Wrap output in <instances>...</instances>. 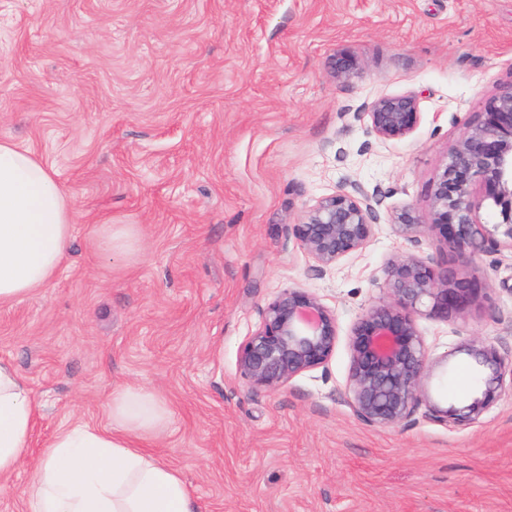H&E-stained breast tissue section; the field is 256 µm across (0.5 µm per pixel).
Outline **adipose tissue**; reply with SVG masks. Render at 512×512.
Here are the masks:
<instances>
[{"instance_id": "1", "label": "adipose tissue", "mask_w": 512, "mask_h": 512, "mask_svg": "<svg viewBox=\"0 0 512 512\" xmlns=\"http://www.w3.org/2000/svg\"><path fill=\"white\" fill-rule=\"evenodd\" d=\"M78 220L74 193L29 149L0 140V303L22 300L58 272ZM112 424L78 423L48 445L25 491L28 512H200L179 470L141 443L165 409L143 388L114 390ZM33 392L0 361V479L26 461Z\"/></svg>"}]
</instances>
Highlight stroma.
I'll return each instance as SVG.
<instances>
[{"label":"stroma","mask_w":512,"mask_h":512,"mask_svg":"<svg viewBox=\"0 0 512 512\" xmlns=\"http://www.w3.org/2000/svg\"><path fill=\"white\" fill-rule=\"evenodd\" d=\"M341 52L357 62L346 82ZM510 85L512 0H0V139L31 150L81 213L56 276L0 304V358L36 406L0 512H27L53 436L109 426V397L128 386L163 402L146 444L204 512H512L511 385L464 426L423 406L373 426L346 389L347 334L396 255L484 286L458 318H419L430 356L477 339L512 361V254L464 264L383 221L322 270L292 231L354 183L383 218L427 211L458 139ZM401 94L419 124L379 140L364 113ZM99 224L132 225L134 253L99 255ZM288 288L334 310L341 336L326 368L251 387L238 352ZM473 387L464 359L432 382L443 401Z\"/></svg>","instance_id":"obj_1"}]
</instances>
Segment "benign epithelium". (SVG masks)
I'll use <instances>...</instances> for the list:
<instances>
[{"mask_svg":"<svg viewBox=\"0 0 512 512\" xmlns=\"http://www.w3.org/2000/svg\"><path fill=\"white\" fill-rule=\"evenodd\" d=\"M356 64L345 53L336 57V78L350 79ZM382 141L407 138L420 112L411 94L381 97L365 113ZM494 222L478 221L482 203ZM380 200L356 184L318 200L305 211L293 232L322 269L363 249L379 224ZM391 224L410 239L430 232L467 262L478 254L512 253V86L484 106L455 145L451 160L435 181L427 214L395 210ZM386 299L372 305L349 337L348 398L366 423L389 427L408 419L419 405L446 425L477 420L500 395L505 358L491 344L465 342L441 357H430L416 323L420 308L447 321L477 298L481 284L448 268L414 256H396L385 269ZM335 312L313 293L289 288L268 304L260 327L238 354L241 376L254 388L276 391L295 377L324 368L338 341ZM463 356L476 369V394L461 404L431 399L429 378L450 360Z\"/></svg>","mask_w":512,"mask_h":512,"instance_id":"7a95c632","label":"benign epithelium"}]
</instances>
